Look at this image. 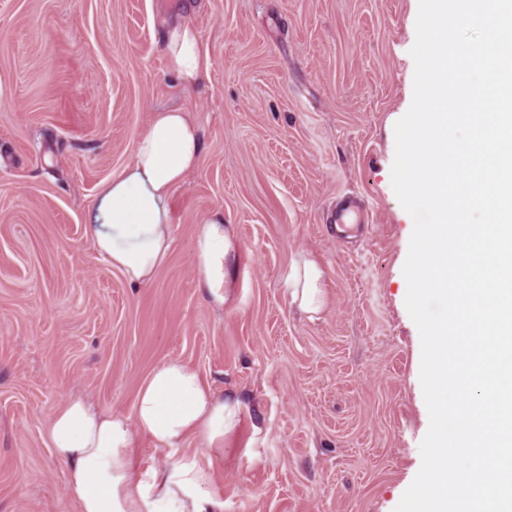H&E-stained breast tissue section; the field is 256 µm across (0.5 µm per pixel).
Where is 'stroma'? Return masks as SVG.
<instances>
[{
	"label": "stroma",
	"mask_w": 512,
	"mask_h": 512,
	"mask_svg": "<svg viewBox=\"0 0 512 512\" xmlns=\"http://www.w3.org/2000/svg\"><path fill=\"white\" fill-rule=\"evenodd\" d=\"M175 2L212 60L191 90L157 39L164 0H0V512H77L43 438L53 411L82 395L131 413L171 358L246 401L214 467L224 512H395L430 423L391 182L419 0ZM169 107L204 151L173 194L165 264L133 288L85 216ZM345 198L363 228L340 239ZM215 208L242 246L221 311L192 271ZM306 258L324 269L315 316L284 286Z\"/></svg>",
	"instance_id": "stroma-1"
}]
</instances>
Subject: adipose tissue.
Returning <instances> with one entry per match:
<instances>
[{
  "label": "adipose tissue",
  "mask_w": 512,
  "mask_h": 512,
  "mask_svg": "<svg viewBox=\"0 0 512 512\" xmlns=\"http://www.w3.org/2000/svg\"><path fill=\"white\" fill-rule=\"evenodd\" d=\"M160 43L169 72L185 89L208 77L211 61L198 29L177 16L163 23ZM203 149L199 126L187 112H154L134 146L132 161L103 182L85 217L98 255L131 287L149 285L172 246L171 199L197 168ZM241 244L222 210L201 220L193 240V275L201 298L223 310L233 298ZM324 272L304 260L288 276L299 308L316 314L326 305ZM244 403L203 381L179 359L160 363L139 388L131 414L102 409L72 396L52 414L45 441L67 473L79 512H224L213 468L238 430ZM149 439L163 464L139 466L135 450ZM196 452H185L188 441Z\"/></svg>",
  "instance_id": "adipose-tissue-1"
}]
</instances>
